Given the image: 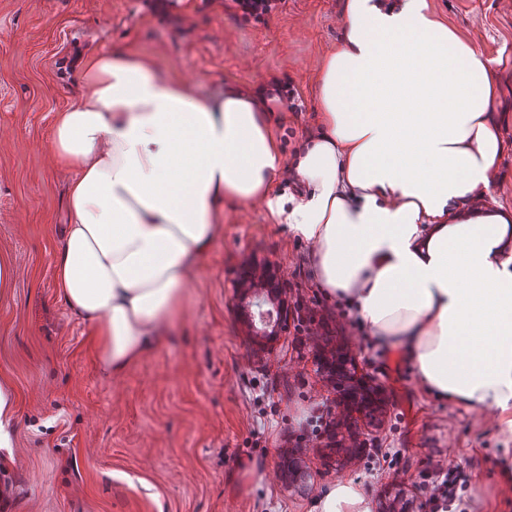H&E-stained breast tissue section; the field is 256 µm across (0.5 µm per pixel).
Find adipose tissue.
Instances as JSON below:
<instances>
[{
  "label": "adipose tissue",
  "mask_w": 512,
  "mask_h": 512,
  "mask_svg": "<svg viewBox=\"0 0 512 512\" xmlns=\"http://www.w3.org/2000/svg\"><path fill=\"white\" fill-rule=\"evenodd\" d=\"M344 9L318 84L323 133L289 162L260 97H200L141 56L78 62L85 91L52 120L72 174L57 295L120 376L183 313L225 202L260 199L312 245L316 287L401 351L429 398L495 411L512 436V209L484 202L504 151L499 77L431 0ZM285 167L295 190L279 186ZM315 512L371 501L341 478Z\"/></svg>",
  "instance_id": "1"
}]
</instances>
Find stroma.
Returning <instances> with one entry per match:
<instances>
[{
  "mask_svg": "<svg viewBox=\"0 0 512 512\" xmlns=\"http://www.w3.org/2000/svg\"><path fill=\"white\" fill-rule=\"evenodd\" d=\"M501 76L505 148L490 197L512 207V0H433ZM344 0H284L263 18L232 0H0V252L14 286L0 298V377L14 388V460L0 461V512H311L343 477L372 512H436L448 470L466 512H512V459L495 418L425 395L411 365L380 355L348 308L312 279L311 247L257 202L224 207L181 320L117 379L97 339L58 299L52 256L66 223L68 171L51 157L54 112L84 91L77 57L151 54L161 75L218 97L265 90L285 155L317 132L325 57ZM279 86L294 96H276ZM270 266L292 310L286 330L254 336L266 288L243 290L248 263ZM353 357L381 401L349 415L320 359ZM329 414L333 431L315 430ZM293 457L299 475L281 474Z\"/></svg>",
  "mask_w": 512,
  "mask_h": 512,
  "instance_id": "stroma-1",
  "label": "stroma"
}]
</instances>
